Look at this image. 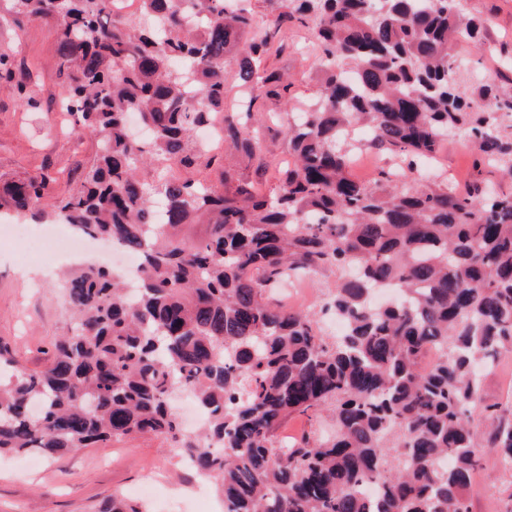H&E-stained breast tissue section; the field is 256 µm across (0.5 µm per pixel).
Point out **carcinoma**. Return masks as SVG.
Masks as SVG:
<instances>
[{
    "label": "carcinoma",
    "instance_id": "obj_1",
    "mask_svg": "<svg viewBox=\"0 0 512 512\" xmlns=\"http://www.w3.org/2000/svg\"><path fill=\"white\" fill-rule=\"evenodd\" d=\"M284 2L274 33L224 0H10L16 22L52 21L59 109L100 138L83 180L52 216L139 253L131 301L123 276L88 264L63 285L75 320L30 372L0 340V455L63 456L139 434L163 435L219 481L224 512H468L478 449L512 465V420L471 430L483 371L512 351V192L468 191L422 173L466 131L478 163L512 176V84L461 90L452 54L485 21L461 0ZM311 20L319 93L285 133L276 187L261 108L290 84L260 70L290 21ZM249 89L224 116V163L194 133L224 111L229 75ZM399 159L370 182L349 172L361 141ZM150 161L156 179L137 176ZM188 177L162 176L167 163ZM218 165L219 183L193 177ZM49 179H0V207H35ZM204 226L195 232V226ZM331 266L341 281L322 314L284 308L276 286ZM190 387L208 414L181 432L172 396ZM332 413L331 437L288 445L291 416ZM396 465L388 467L390 453ZM378 485L377 497L364 495ZM96 512H142L122 498Z\"/></svg>",
    "mask_w": 512,
    "mask_h": 512
}]
</instances>
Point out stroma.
Here are the masks:
<instances>
[{
    "instance_id": "obj_1",
    "label": "stroma",
    "mask_w": 512,
    "mask_h": 512,
    "mask_svg": "<svg viewBox=\"0 0 512 512\" xmlns=\"http://www.w3.org/2000/svg\"><path fill=\"white\" fill-rule=\"evenodd\" d=\"M9 0H0V45L15 54L17 76H29V86L41 109L27 110L21 100L0 86V177L49 176L51 195L39 207L50 210L53 199L74 187L96 158L99 141L85 134L68 138L57 134L61 83L55 57L56 33L43 21L15 24ZM466 15L487 19L482 47L466 42L453 50L461 59V86L470 89L486 79L512 80V0H463ZM319 53L311 27L289 25L288 48L269 56L261 67L284 73L292 83L291 102L283 115L300 111L318 91ZM475 148L467 134L449 137L436 167L458 188L481 179L496 189L512 192V180L494 167L475 171ZM340 278L333 267L312 273L304 287L280 286L276 299L289 307L319 311ZM71 327L59 278L41 279L35 262L22 245L0 236V339L9 343L28 370L41 369L46 352ZM481 398L512 412V353L497 360L482 377ZM169 443L156 436H136L102 448H85L58 458L15 455L0 458V512H97L120 494L134 497L146 475H153L162 494L143 500L145 512H165L167 500H177L180 512H224L214 480L197 476L171 455ZM512 505V467L503 464L493 449L482 451L481 464L468 496L470 512H506Z\"/></svg>"
}]
</instances>
